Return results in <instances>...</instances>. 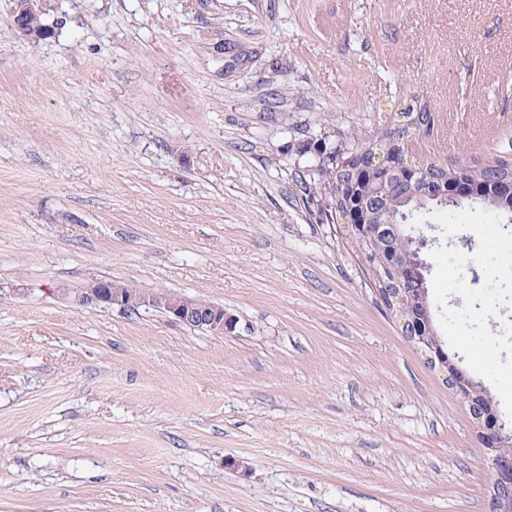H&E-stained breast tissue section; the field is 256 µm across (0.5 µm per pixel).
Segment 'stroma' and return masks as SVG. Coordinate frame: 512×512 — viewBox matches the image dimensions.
<instances>
[{"label": "stroma", "instance_id": "obj_1", "mask_svg": "<svg viewBox=\"0 0 512 512\" xmlns=\"http://www.w3.org/2000/svg\"><path fill=\"white\" fill-rule=\"evenodd\" d=\"M39 7L35 42L0 0V512H492L466 405L291 173L409 107L426 159L512 154V0ZM101 279L237 327L59 294Z\"/></svg>", "mask_w": 512, "mask_h": 512}]
</instances>
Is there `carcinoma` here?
<instances>
[{"mask_svg": "<svg viewBox=\"0 0 512 512\" xmlns=\"http://www.w3.org/2000/svg\"><path fill=\"white\" fill-rule=\"evenodd\" d=\"M402 128L379 131L362 139L354 132H343L332 142L321 141L312 151H305L295 165L294 179L300 193V200L309 202L323 199L326 207L325 224H339L351 206L359 207L365 213L364 223L382 226L386 233L380 235L377 248L362 244V253H380L382 262L374 263L377 279L375 285L380 293L387 288H404L408 305L417 310L422 297H430L426 280H414L407 275L414 262L409 251L411 243L408 225L427 224L432 215L442 209L454 213L461 206L448 202V188L459 180L474 186L479 201L472 208H481L501 217L512 218L501 200L498 188L512 184V158L499 157L481 168H474L461 161L435 159L415 174V190L428 185L437 190L434 198L407 196L398 191L405 172L400 155L385 157L387 172L380 177L366 170L371 158V146L386 145L392 138H402L416 128L428 129L434 117L427 111L402 112Z\"/></svg>", "mask_w": 512, "mask_h": 512, "instance_id": "1", "label": "carcinoma"}]
</instances>
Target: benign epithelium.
<instances>
[{
  "label": "benign epithelium",
  "instance_id": "benign-epithelium-1",
  "mask_svg": "<svg viewBox=\"0 0 512 512\" xmlns=\"http://www.w3.org/2000/svg\"><path fill=\"white\" fill-rule=\"evenodd\" d=\"M14 28L19 37L41 40L45 27L37 24L41 13L36 0H14ZM346 230L350 238L363 241L373 236L368 226L359 221V213H347ZM76 304L89 306L116 305L127 311L143 306L162 310L178 323L198 330L222 334L236 329L237 318L224 313V308L209 302L198 301L171 293L144 294L110 280H98L85 291L74 296ZM405 336L427 354V364L446 374L448 385L466 402L472 418L481 429L486 448L494 452L492 459L493 512H512V455L503 451L508 440V430L486 388L478 387L471 377L446 353L433 331H425L419 324H407L399 318Z\"/></svg>",
  "mask_w": 512,
  "mask_h": 512
}]
</instances>
